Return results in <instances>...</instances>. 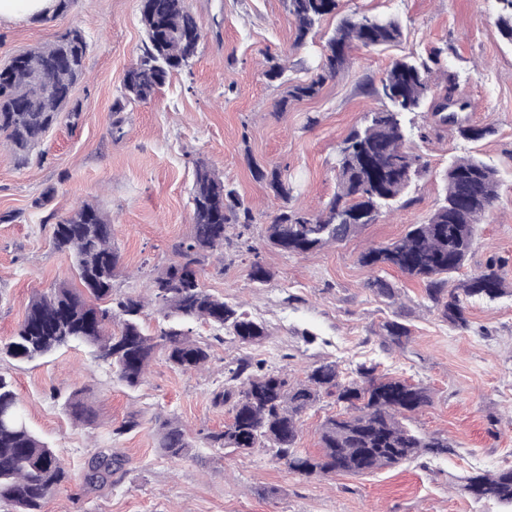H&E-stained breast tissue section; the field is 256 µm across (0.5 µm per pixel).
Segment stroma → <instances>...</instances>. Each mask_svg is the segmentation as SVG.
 <instances>
[{
  "label": "stroma",
  "mask_w": 512,
  "mask_h": 512,
  "mask_svg": "<svg viewBox=\"0 0 512 512\" xmlns=\"http://www.w3.org/2000/svg\"><path fill=\"white\" fill-rule=\"evenodd\" d=\"M204 33L190 69L174 73L155 97L116 113L112 104L126 70L142 48L140 0H70L65 11L41 20L0 22V64L76 28L89 44L84 75L74 90L76 122H61L25 162L0 146V338L13 335L35 294L60 284L78 286L72 260L51 243L47 216L62 218L88 203L112 220L122 273L120 294H146L155 269L168 265L173 247L191 231L189 191L194 163L204 160L249 204L257 222L253 253L225 249L208 258L201 281L209 292L240 305L268 332L259 345L218 341L208 325L193 326L209 342L205 369L183 372L163 355L144 382L130 389L95 362L85 346L65 348L29 363L0 359L26 409L30 428L47 440L69 473L43 512H503L464 490L471 472L512 464V44L496 26V0H341V13L395 17L401 42L354 47L347 68L327 80L318 96L279 109L288 83L307 80L335 19L321 25L312 44L295 47L287 0H187ZM447 46L457 93L470 107L469 124L491 126L469 142L437 129L414 140L429 172L412 187L411 203L367 225L347 241L286 257L266 240L274 197L251 173V162L286 168L295 185L292 206L316 211L336 191L337 143L367 113L383 108L375 94L396 58ZM288 58V82L269 81L266 54ZM475 154L501 173L499 199L464 267L448 281L462 287L490 258L504 264L505 293L465 302L468 329L442 321L425 285L392 268L374 272L360 263L372 245L400 238L425 220L442 192L449 158ZM260 258L270 281L249 279ZM381 276L398 288L397 300L375 295ZM400 318L411 336L404 348L386 347L384 321ZM264 362L304 379L309 366L336 362L342 376L358 365L427 388L431 403L411 416L410 428L447 438L448 455L425 454L363 475L330 479L289 473L265 452L207 447L203 436L228 421L212 392L237 358ZM82 390L92 409L78 422L64 409ZM177 417L194 443L190 456L171 459L159 446V418ZM138 427L112 431L128 418ZM111 449L121 468L100 487L85 485L93 455ZM275 489L262 498L257 488Z\"/></svg>",
  "instance_id": "35a3bbf8"
}]
</instances>
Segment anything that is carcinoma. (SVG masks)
I'll list each match as a JSON object with an SVG mask.
<instances>
[{"instance_id": "1", "label": "carcinoma", "mask_w": 512, "mask_h": 512, "mask_svg": "<svg viewBox=\"0 0 512 512\" xmlns=\"http://www.w3.org/2000/svg\"><path fill=\"white\" fill-rule=\"evenodd\" d=\"M340 0H288L295 27V45L303 46L329 16L339 13ZM496 24L512 43V0H497ZM145 33L137 66L126 71L112 111L151 100L175 71L190 66L204 40L187 0H141ZM403 38L401 23L385 15L343 16L325 41L316 73L288 87L278 102L317 96L349 62L356 45L379 48ZM88 42L70 30L50 44L26 50L0 67V132L12 152L24 160L46 133L66 117L79 115L72 103L75 86L84 74ZM448 48L437 46L421 56L395 60L374 92L386 105L364 117L339 144L336 154V193L317 212L289 206L293 184L278 166L252 165L254 177L265 183L281 205L265 225L267 241L288 256L304 255L336 245L365 226L404 208L412 185L426 172V163L410 145V137H428L429 130L450 126L462 139L480 141L491 127L469 125L459 117L470 104L455 96L454 75L444 66ZM266 77L278 80L288 66L283 59L266 57ZM427 113L426 124L414 127L413 116ZM443 194L420 224H412L399 239L361 254L372 268L394 267L426 283V296L440 317L455 328L467 327L463 300L448 293L449 278L459 272L477 244L478 225L498 198L499 170L476 157H459L442 175ZM192 230L174 247L175 260L155 270L149 297L119 295L114 281L120 274V254L111 220L98 207L83 204L52 226L53 247L70 255L82 285L65 283L30 301L15 333L0 339V358L33 361L73 344L93 350L95 360L107 364L117 381L138 387L158 354L174 367L199 371L210 358V346L192 337L190 324L204 321L224 331L242 346L260 343L262 323L238 307L210 293L200 280L201 265L224 247L247 245L257 219L237 190L207 164L195 162L191 189ZM502 265L491 261L462 288L467 297L490 300L504 294ZM250 280L264 285L270 271L259 260L251 262ZM153 305L161 317L158 329L145 331L141 316ZM383 343L402 346L408 326L391 320L383 324ZM324 394L336 395L344 411L327 418L320 432L321 450L311 455L298 448L301 417ZM213 403L222 406L229 421L220 431L208 432L209 448L251 451L264 448L272 460L303 477L361 475L398 464L423 453L451 452L448 439L408 429L402 419L431 404L427 390L406 379L376 375V367L361 365L349 378L336 362L323 360L305 380L291 383L281 371L263 363L239 360L227 369L224 385L213 391ZM75 419L89 414L79 392L64 403ZM11 415L0 423V502L14 512H42V505L68 481L59 456L30 428L11 378L0 373V410ZM160 447L173 459L189 456L193 447L175 417L160 421ZM119 466L111 449L102 448L90 462L85 483H105ZM464 489L480 501L512 507V465L494 472H473Z\"/></svg>"}]
</instances>
